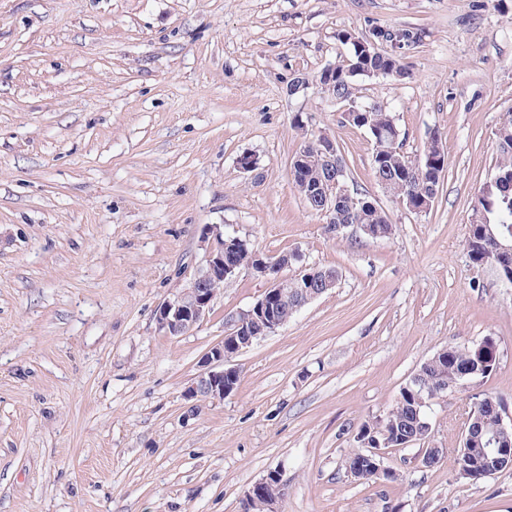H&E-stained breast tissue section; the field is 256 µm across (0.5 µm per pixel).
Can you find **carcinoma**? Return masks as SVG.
I'll list each match as a JSON object with an SVG mask.
<instances>
[{
  "label": "carcinoma",
  "instance_id": "cac0c4a2",
  "mask_svg": "<svg viewBox=\"0 0 512 512\" xmlns=\"http://www.w3.org/2000/svg\"><path fill=\"white\" fill-rule=\"evenodd\" d=\"M340 40L351 46L347 58L324 67L317 76L318 87H327L332 98L342 103L358 99L357 80L378 72L385 77L405 78L408 72L402 62V54L370 50L364 52L354 41L349 31L339 34ZM351 126L366 130L371 139L379 136L398 138L397 149L384 155L372 156L373 175L387 193L403 198L419 208L429 195H437L440 179L445 167V155L436 147V142L424 146L423 160H432L430 166L418 169L414 161L405 153L399 152L403 146L401 130L395 115L378 103L359 106V115ZM499 157L496 165V183L480 192L472 208L470 229L465 241L471 262L481 267L486 265L495 240L512 234V117L503 123L496 132ZM315 140L305 142L304 147L311 160L301 164L293 173L294 182L311 188L327 177V171L320 161L313 157ZM338 224H371L377 227L383 237L393 234V225L386 213L370 196L362 192H350L340 198L336 210L328 213ZM255 247L250 242L237 245L233 252L234 261L245 269L254 263ZM497 347L494 339H484L475 346H448L436 351L420 368L419 374L426 385L442 389L448 381L458 378L464 369L472 365L476 371L469 381L482 382L496 370L493 351ZM418 388L405 386L390 413L381 421L366 422L381 440L390 442L396 448L411 439L412 444L427 437L417 426V420H426V406L417 402Z\"/></svg>",
  "mask_w": 512,
  "mask_h": 512
}]
</instances>
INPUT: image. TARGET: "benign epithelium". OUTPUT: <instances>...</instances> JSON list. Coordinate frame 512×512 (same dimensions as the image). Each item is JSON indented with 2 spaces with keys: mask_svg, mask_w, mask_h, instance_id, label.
<instances>
[{
  "mask_svg": "<svg viewBox=\"0 0 512 512\" xmlns=\"http://www.w3.org/2000/svg\"><path fill=\"white\" fill-rule=\"evenodd\" d=\"M336 140L327 134L320 135L315 146V157L336 165ZM349 192V186L336 181V171L319 188L307 193L310 201H323L328 206L336 198ZM210 243L206 264L200 268L190 281L188 287L182 289L174 299L163 302L155 314L156 324L160 331L168 336H181L191 331L206 318L211 310V303L217 294L216 286L238 275L242 268L235 263L230 253L224 250V233L217 227L209 230ZM490 261L499 275L500 282L509 287L512 285V242L498 243L490 256ZM290 268L288 256H268L255 253V264L249 271L270 281L269 288L260 299L249 309L239 312L230 319L229 329L222 341L214 345L204 355L201 369L189 389V397L206 399H222L235 388V380L239 378V370L231 365V358L249 347L253 339L261 338L284 325L273 311V304L285 301L284 294L278 285L283 280H292L299 284L294 289L297 304L294 311H299L312 300L326 291L336 287V278L329 275L317 277V270L305 268L294 271L291 275H283ZM486 414L471 412L465 421L461 438L465 439L475 431L485 435V448L482 449V461L476 463L470 473L480 477L496 474L493 466L502 470L512 468V417L507 416L504 409L488 399L483 402ZM386 453L384 444L375 438L364 441V449L357 452V462L349 471L351 477L362 479L369 474L385 476L393 479L396 473L382 466ZM281 475L270 472L255 482L246 492L243 505H248L259 495L265 494L272 480H280Z\"/></svg>",
  "mask_w": 512,
  "mask_h": 512,
  "instance_id": "1",
  "label": "benign epithelium"
}]
</instances>
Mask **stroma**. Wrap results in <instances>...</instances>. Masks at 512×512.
<instances>
[{"label":"stroma","mask_w":512,"mask_h":512,"mask_svg":"<svg viewBox=\"0 0 512 512\" xmlns=\"http://www.w3.org/2000/svg\"><path fill=\"white\" fill-rule=\"evenodd\" d=\"M374 27L424 33L408 78L360 94L413 157L441 134L425 213L378 186L370 136L315 84L349 54L339 33ZM511 113L512 0H0V512H241L272 471L280 512H512V468L473 481L455 463L475 398L512 413V287L464 248ZM309 133L335 137L391 238L334 235L306 205L290 166ZM216 224L340 277L234 357L232 393L192 399L203 355L270 286L242 271L193 330H158ZM488 336L496 371L426 410L445 458L391 449L392 479L345 471L424 361Z\"/></svg>","instance_id":"1"}]
</instances>
